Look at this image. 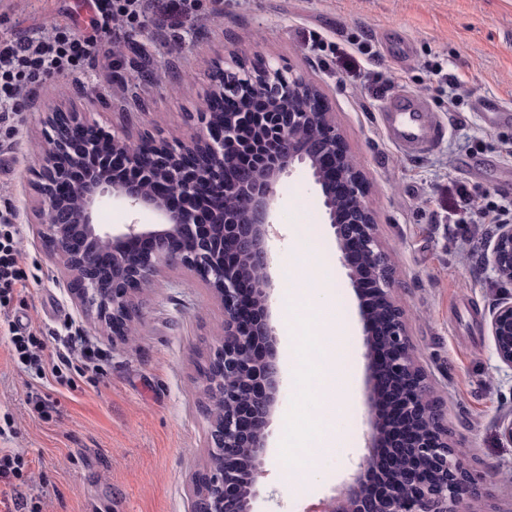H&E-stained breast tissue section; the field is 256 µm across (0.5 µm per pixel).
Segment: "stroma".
Returning a JSON list of instances; mask_svg holds the SVG:
<instances>
[{
  "mask_svg": "<svg viewBox=\"0 0 512 512\" xmlns=\"http://www.w3.org/2000/svg\"><path fill=\"white\" fill-rule=\"evenodd\" d=\"M85 0H0V36H31L56 17H85ZM257 60L304 76L323 93L336 130L358 162L376 235L392 258L393 296L438 403L450 442L475 482L467 512H512V444L498 432L512 417V370L494 355L490 311L503 293L485 266L495 225L464 223L459 188L512 204V116L495 119L486 100L512 109V0H198L195 19L161 12L121 60L37 86L16 137L0 201L18 210L28 278L9 314L65 350L59 376L36 377L14 359L0 326V450L22 453L32 481L16 480L21 503L42 512H190L193 478L208 461L199 371L219 344L224 309L212 288L181 267L164 270L136 302L132 342H113L76 308L69 273L33 229L30 168L46 111L83 112L107 131L146 130L190 138L192 112L217 63ZM401 92L424 98L445 129L418 155L386 138L380 114ZM269 239L271 318L282 368L279 405L258 487L263 512H315L358 473L372 414L367 332L359 288L340 261L322 196L308 173L282 176ZM320 247L342 310L345 411L322 436L305 481L279 469L286 433L304 423L294 386L299 365L287 333L284 273L294 260V225ZM100 353L86 369L83 343Z\"/></svg>",
  "mask_w": 512,
  "mask_h": 512,
  "instance_id": "35a3bbf8",
  "label": "stroma"
}]
</instances>
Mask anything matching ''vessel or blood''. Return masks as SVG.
Returning <instances> with one entry per match:
<instances>
[{"label": "vessel or blood", "instance_id": "obj_1", "mask_svg": "<svg viewBox=\"0 0 512 512\" xmlns=\"http://www.w3.org/2000/svg\"><path fill=\"white\" fill-rule=\"evenodd\" d=\"M387 138L401 151L415 154L430 146L438 136L439 123L421 97L396 96L380 116Z\"/></svg>", "mask_w": 512, "mask_h": 512}]
</instances>
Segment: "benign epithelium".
Returning a JSON list of instances; mask_svg holds the SVG:
<instances>
[{
	"mask_svg": "<svg viewBox=\"0 0 512 512\" xmlns=\"http://www.w3.org/2000/svg\"><path fill=\"white\" fill-rule=\"evenodd\" d=\"M240 86L277 104V111L267 113L264 121L258 112H198L196 133L188 141H170L148 130L136 142L112 139L80 112L46 113L33 191L36 215L50 214L53 220L38 225V236L48 255L70 272L76 304L108 335L127 333L139 317L134 302L142 284L165 268L181 266L204 277L224 307V339L203 373L208 391L224 401V419L211 422L207 448L213 464L204 480H195L193 512H257L258 477L280 386L278 334L270 313L272 205L281 176L297 164L306 165L324 197L350 279L359 282L363 271L372 277L378 308H365L362 316L372 339L386 345L385 360L371 361L372 377L403 382L398 405L403 421L412 426V457L400 483L367 496L364 476L381 468L378 456L371 454L362 463L364 475L323 503L321 512H460L471 478L448 442L435 402L427 398L428 386L393 299L390 257L361 201V175L345 161L332 113L316 86L268 64L256 75L245 74L237 63L217 70L207 105ZM259 122L262 144L271 150L247 166L240 161L243 131ZM301 127L314 131V137L300 139ZM109 143L110 151L122 153L136 169L135 180L116 179L103 168L81 177L73 174L83 167L84 156H107ZM327 161L344 185L342 197L360 199L347 224L337 221ZM158 186L181 197L183 208H170L157 195ZM114 198L132 210L155 211L158 223L125 224L118 231L96 223L99 207ZM348 239L364 257L360 267L351 263ZM487 266L496 283L512 286V224L498 225ZM489 331L498 362L512 370L511 293L490 312ZM240 448L250 449L245 469L237 461Z\"/></svg>",
	"mask_w": 512,
	"mask_h": 512,
	"instance_id": "obj_1",
	"label": "benign epithelium"
}]
</instances>
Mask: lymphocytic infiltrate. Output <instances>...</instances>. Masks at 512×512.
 I'll use <instances>...</instances> for the list:
<instances>
[{
  "instance_id": "obj_1",
  "label": "lymphocytic infiltrate",
  "mask_w": 512,
  "mask_h": 512,
  "mask_svg": "<svg viewBox=\"0 0 512 512\" xmlns=\"http://www.w3.org/2000/svg\"><path fill=\"white\" fill-rule=\"evenodd\" d=\"M91 16L84 30L67 25L50 26L43 36L27 39L0 38V155L12 150L13 135L22 121L25 100L36 83L65 78L95 66L106 46L138 36L146 27L156 0H90ZM20 230L11 205L0 207V309L9 308L17 288L26 278L20 265ZM14 357L36 371H57L65 354L47 355L32 333L12 329ZM378 417L387 434L377 453L383 470L365 484L367 494L378 493L385 479H396L401 467L395 448L405 439L406 428L396 408L399 389L381 384Z\"/></svg>"
}]
</instances>
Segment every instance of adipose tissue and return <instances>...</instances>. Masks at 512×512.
<instances>
[{
  "label": "adipose tissue",
  "instance_id": "obj_1",
  "mask_svg": "<svg viewBox=\"0 0 512 512\" xmlns=\"http://www.w3.org/2000/svg\"><path fill=\"white\" fill-rule=\"evenodd\" d=\"M288 298L295 310L288 322L289 333L295 336L298 345L314 342L329 345L343 334L342 324L321 303L327 283L315 264L314 255H307L288 268L286 285ZM340 369L338 357H328L325 365L316 367L318 384L305 389L304 398L310 399L316 409V422L334 421L343 404V389L333 374Z\"/></svg>",
  "mask_w": 512,
  "mask_h": 512
}]
</instances>
